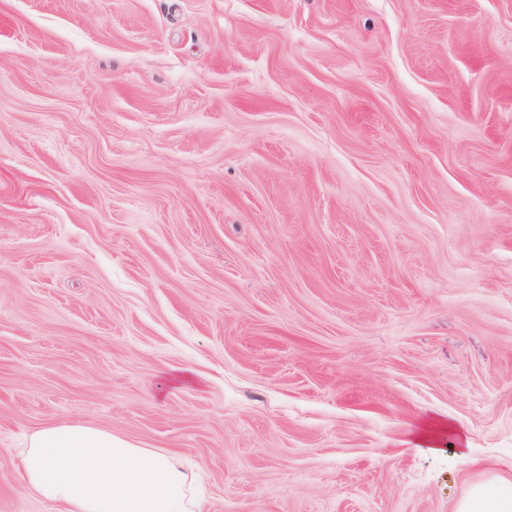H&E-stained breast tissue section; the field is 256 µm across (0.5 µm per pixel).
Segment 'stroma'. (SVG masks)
<instances>
[{
    "label": "stroma",
    "mask_w": 512,
    "mask_h": 512,
    "mask_svg": "<svg viewBox=\"0 0 512 512\" xmlns=\"http://www.w3.org/2000/svg\"><path fill=\"white\" fill-rule=\"evenodd\" d=\"M69 420L199 512L511 476L512 0H0V512Z\"/></svg>",
    "instance_id": "35a3bbf8"
}]
</instances>
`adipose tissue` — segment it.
I'll return each mask as SVG.
<instances>
[{
    "mask_svg": "<svg viewBox=\"0 0 512 512\" xmlns=\"http://www.w3.org/2000/svg\"><path fill=\"white\" fill-rule=\"evenodd\" d=\"M20 493L60 512H197L195 476L176 457L81 422L36 430L16 455ZM455 512H512V479L470 485Z\"/></svg>",
    "mask_w": 512,
    "mask_h": 512,
    "instance_id": "adipose-tissue-1",
    "label": "adipose tissue"
}]
</instances>
